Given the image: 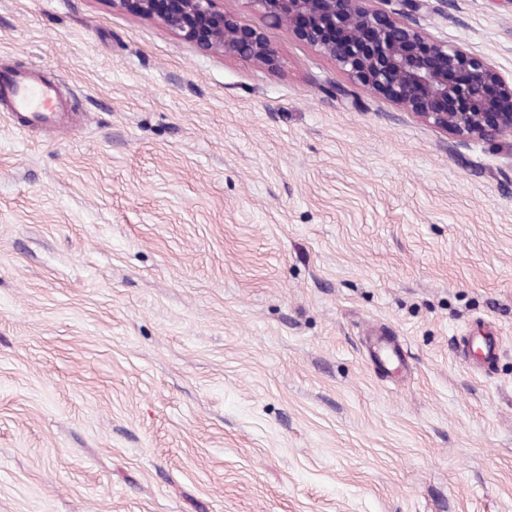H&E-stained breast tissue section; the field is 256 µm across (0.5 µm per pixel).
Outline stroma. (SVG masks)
Returning a JSON list of instances; mask_svg holds the SVG:
<instances>
[{
  "label": "stroma",
  "mask_w": 512,
  "mask_h": 512,
  "mask_svg": "<svg viewBox=\"0 0 512 512\" xmlns=\"http://www.w3.org/2000/svg\"><path fill=\"white\" fill-rule=\"evenodd\" d=\"M217 6L276 68L0 0V69L71 123L0 104V512H512V139L457 145ZM424 25L512 73V0ZM482 322L488 372L452 349ZM55 83L38 79L29 71L3 72L0 75V101L9 105L10 115L24 127L55 131L67 126L58 105ZM370 355L375 356L376 361L380 364H384L386 361H401L403 358L401 345L385 338H379L372 345Z\"/></svg>",
  "instance_id": "obj_1"
}]
</instances>
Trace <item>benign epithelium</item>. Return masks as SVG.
Wrapping results in <instances>:
<instances>
[{
    "instance_id": "obj_1",
    "label": "benign epithelium",
    "mask_w": 512,
    "mask_h": 512,
    "mask_svg": "<svg viewBox=\"0 0 512 512\" xmlns=\"http://www.w3.org/2000/svg\"><path fill=\"white\" fill-rule=\"evenodd\" d=\"M246 0L269 24L286 27L332 59L352 81L456 136L459 144L512 135V78L459 43L432 37L422 21L431 2ZM198 48L273 67L262 33L217 8L216 0H109Z\"/></svg>"
}]
</instances>
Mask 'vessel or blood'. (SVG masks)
Returning <instances> with one entry per match:
<instances>
[{"label":"vessel or blood","instance_id":"1","mask_svg":"<svg viewBox=\"0 0 512 512\" xmlns=\"http://www.w3.org/2000/svg\"><path fill=\"white\" fill-rule=\"evenodd\" d=\"M59 90L55 83L38 79L28 71L0 74V101L9 105L12 116L24 126L55 131L66 127L67 122L58 105ZM462 359H469L473 352H480V366L491 367L500 351L496 337L469 335L461 338L455 348ZM378 363L399 361L403 358L400 344L388 339H378L370 349Z\"/></svg>","mask_w":512,"mask_h":512}]
</instances>
